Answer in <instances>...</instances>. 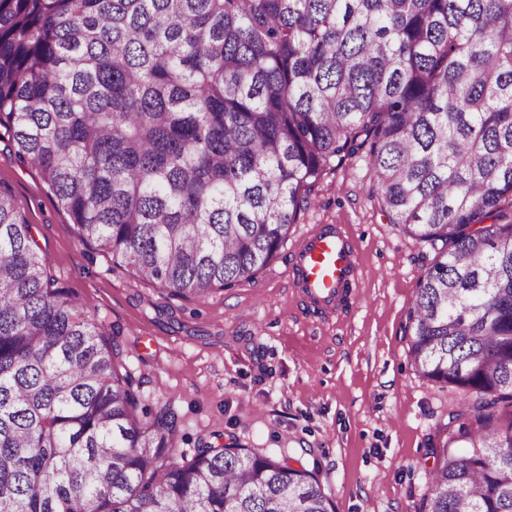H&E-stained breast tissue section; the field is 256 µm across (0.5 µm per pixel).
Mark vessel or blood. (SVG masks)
<instances>
[{
    "mask_svg": "<svg viewBox=\"0 0 512 512\" xmlns=\"http://www.w3.org/2000/svg\"><path fill=\"white\" fill-rule=\"evenodd\" d=\"M295 254L293 276L309 304L331 310L350 299L357 256L341 227H315L302 236Z\"/></svg>",
    "mask_w": 512,
    "mask_h": 512,
    "instance_id": "obj_1",
    "label": "vessel or blood"
}]
</instances>
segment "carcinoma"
Here are the masks:
<instances>
[{"instance_id": "obj_1", "label": "carcinoma", "mask_w": 512, "mask_h": 512, "mask_svg": "<svg viewBox=\"0 0 512 512\" xmlns=\"http://www.w3.org/2000/svg\"><path fill=\"white\" fill-rule=\"evenodd\" d=\"M1 141L79 245L198 302L364 154L434 253L412 363L461 396L422 512H512V0H0ZM118 356L0 189V512H334L277 457L186 456Z\"/></svg>"}]
</instances>
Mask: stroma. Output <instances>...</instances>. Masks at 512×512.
Here are the masks:
<instances>
[{
	"instance_id": "1",
	"label": "stroma",
	"mask_w": 512,
	"mask_h": 512,
	"mask_svg": "<svg viewBox=\"0 0 512 512\" xmlns=\"http://www.w3.org/2000/svg\"><path fill=\"white\" fill-rule=\"evenodd\" d=\"M371 184L365 159L347 158L264 269L189 302L79 246L38 172L0 142V187L60 285L116 332L145 398L172 406L184 450L217 440L288 459L317 476L335 512H418L436 464L426 443L447 440L458 393L411 363L408 309L432 254L389 223ZM316 224L344 225L358 259L350 306L329 315L291 283L294 248Z\"/></svg>"
}]
</instances>
